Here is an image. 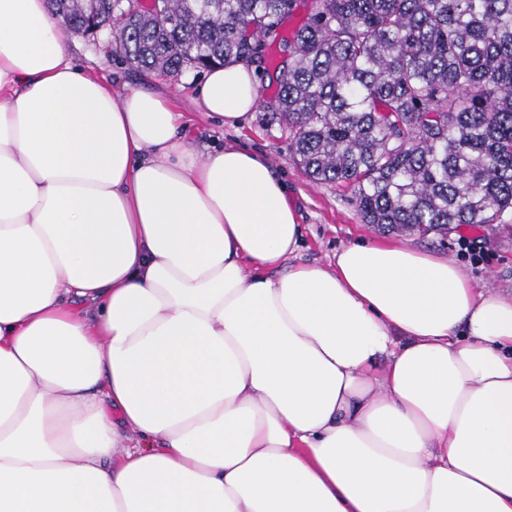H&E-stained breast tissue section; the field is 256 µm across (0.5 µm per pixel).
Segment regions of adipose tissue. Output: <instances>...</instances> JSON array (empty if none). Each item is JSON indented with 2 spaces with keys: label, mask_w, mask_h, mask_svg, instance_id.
Returning <instances> with one entry per match:
<instances>
[{
  "label": "adipose tissue",
  "mask_w": 512,
  "mask_h": 512,
  "mask_svg": "<svg viewBox=\"0 0 512 512\" xmlns=\"http://www.w3.org/2000/svg\"><path fill=\"white\" fill-rule=\"evenodd\" d=\"M186 130L0 0V512H512V298L401 242L290 263L266 157Z\"/></svg>",
  "instance_id": "ef3b65f1"
}]
</instances>
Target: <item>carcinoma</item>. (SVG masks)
Returning a JSON list of instances; mask_svg holds the SVG:
<instances>
[{
  "mask_svg": "<svg viewBox=\"0 0 512 512\" xmlns=\"http://www.w3.org/2000/svg\"><path fill=\"white\" fill-rule=\"evenodd\" d=\"M121 2L48 0L65 36L106 30L145 73L260 63L280 43L271 115L294 162L351 189L363 223L426 234L512 210V0Z\"/></svg>",
  "mask_w": 512,
  "mask_h": 512,
  "instance_id": "carcinoma-1",
  "label": "carcinoma"
}]
</instances>
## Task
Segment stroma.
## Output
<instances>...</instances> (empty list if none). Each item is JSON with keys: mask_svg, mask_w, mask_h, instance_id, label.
Returning <instances> with one entry per match:
<instances>
[{"mask_svg": "<svg viewBox=\"0 0 512 512\" xmlns=\"http://www.w3.org/2000/svg\"><path fill=\"white\" fill-rule=\"evenodd\" d=\"M68 52L76 64L88 72L105 77L115 93L126 86L169 95L176 111L185 113L192 123L187 137L200 153L211 145L235 144L265 155L274 172L288 184L289 201L299 214L303 226L302 239L294 259L298 262L331 266L339 250L362 239L382 237L383 232L371 224L362 223L352 204L350 190L333 185L314 183L297 167L288 151V131L271 120L264 107L274 101L277 83L262 84L259 108L237 127L223 126L200 113L197 91L204 80L198 71H188L178 77L139 72L122 62L111 36L71 38ZM469 237L485 254L483 262L472 264L458 257V240ZM399 241L409 246L459 260L462 271L480 287L505 297L512 296V211H506L493 224L463 225L449 229L447 235L427 237L402 233Z\"/></svg>", "mask_w": 512, "mask_h": 512, "instance_id": "stroma-1", "label": "stroma"}]
</instances>
